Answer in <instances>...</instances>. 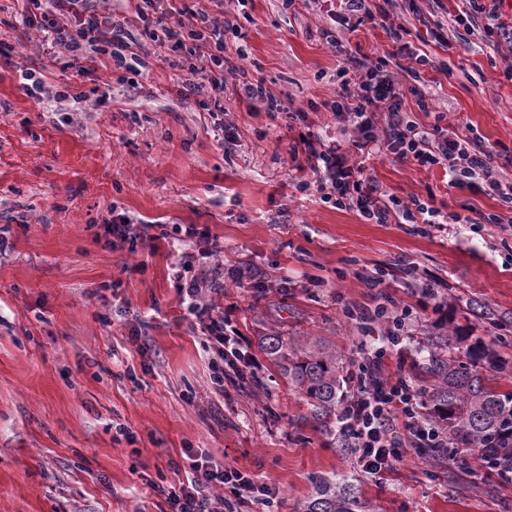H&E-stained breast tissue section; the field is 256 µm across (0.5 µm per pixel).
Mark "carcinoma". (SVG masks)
I'll use <instances>...</instances> for the list:
<instances>
[{"label":"carcinoma","instance_id":"obj_1","mask_svg":"<svg viewBox=\"0 0 512 512\" xmlns=\"http://www.w3.org/2000/svg\"><path fill=\"white\" fill-rule=\"evenodd\" d=\"M458 328L426 337L421 363L411 368L427 397L428 416L448 430L455 448H469L485 459L500 479L512 473V390L503 391L486 380L479 364L491 360L479 338L462 354L465 343ZM264 353L307 399L313 419L328 433L336 432V407L346 376L336 346L314 336H283L271 332L260 338ZM295 512H370V503L345 475H316L312 492Z\"/></svg>","mask_w":512,"mask_h":512}]
</instances>
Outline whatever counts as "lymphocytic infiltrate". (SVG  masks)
Returning <instances> with one entry per match:
<instances>
[{
	"instance_id": "lymphocytic-infiltrate-1",
	"label": "lymphocytic infiltrate",
	"mask_w": 512,
	"mask_h": 512,
	"mask_svg": "<svg viewBox=\"0 0 512 512\" xmlns=\"http://www.w3.org/2000/svg\"><path fill=\"white\" fill-rule=\"evenodd\" d=\"M23 21L32 30L46 55L77 61L79 52L109 57L115 69L140 61L141 43L131 34L130 20L141 23L143 31L161 51L185 54L176 80L182 99L194 101L199 111L214 118V130L225 152L238 145L233 125L219 122L225 92L260 103L271 114L289 122L299 112L286 110L281 99L261 81H250L245 69L225 51L224 22L208 9L190 7L187 0H22ZM341 91L324 103L337 119L356 133L355 147L369 155L388 151L400 159L430 168L447 167L451 184L485 183L512 204V179L494 164L492 150L465 133H445L442 127H420L410 120L393 76L380 66L364 75L342 69ZM305 161L313 181H300L301 189L317 187L336 208L357 211L366 221L389 224L398 214L385 201L380 185L364 174L362 166L349 160L341 145L325 144L318 136L303 143ZM101 228L112 250L155 249L157 237L150 225L133 223L118 209H111ZM215 254L214 249L181 252L175 264L178 289L191 299L188 312L199 319L206 338V351L213 373L212 382L223 386L228 373L239 378L254 375L255 365L246 356L240 336L222 310L198 304L201 285L191 271ZM349 319L365 324L384 321L386 330L373 343L362 346L350 371L352 393L336 415V436L364 475L380 478L390 473L411 453L431 450L454 460L448 434L426 414L410 376L381 372L393 347L407 333L409 311L388 315L380 308L358 313L346 308ZM188 469L185 481L165 490L170 512H238L249 503L256 512H273L276 491L266 482L232 467L213 462L203 452L185 451ZM223 487L220 503H213L211 491Z\"/></svg>"
}]
</instances>
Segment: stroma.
Returning <instances> with one entry per match:
<instances>
[{"label": "stroma", "mask_w": 512, "mask_h": 512, "mask_svg": "<svg viewBox=\"0 0 512 512\" xmlns=\"http://www.w3.org/2000/svg\"><path fill=\"white\" fill-rule=\"evenodd\" d=\"M390 19L363 17L355 31L330 19L326 0H226V34L242 50L249 78L263 80L304 121L287 126L226 95V122L239 146L225 155L213 122L176 94L172 58L146 42L145 68L112 79L101 62L69 67L29 41L20 16L0 14V512H168L159 487L184 479L188 448L274 484L277 512H294L316 474L354 473L347 452L317 429L300 393L262 351L267 329L335 344L344 366L363 335L344 314L375 307L381 294L412 308L400 357L385 373L420 361L423 336L454 323L488 343L512 381V339L495 341L493 312L512 330V233L487 216L512 206L485 184L450 185L439 166L423 168L386 153L362 158L324 106L352 60L408 66L386 24L400 25L410 53L427 56L419 79L433 109H418L400 78L404 107L424 128H470L493 147L495 164L512 167V82L503 77L512 47L487 33L512 21V0L497 18L456 22L467 0H369ZM335 31L331 46L324 30ZM41 72L46 91H86L77 104L39 102L19 71ZM338 142L364 174L401 203L419 199L442 215L480 219L449 224H373L356 212L300 191L286 152L307 133ZM138 224L165 225L170 237L152 252L112 251L97 226L111 207ZM208 228L221 251L196 267L204 302L223 306L257 366L256 379L212 390L204 337L173 276V242L188 226ZM232 266L255 287H238ZM440 299L421 292L429 278ZM410 456L359 487L375 512H512V487L453 464L427 478Z\"/></svg>", "instance_id": "35a3bbf8"}]
</instances>
